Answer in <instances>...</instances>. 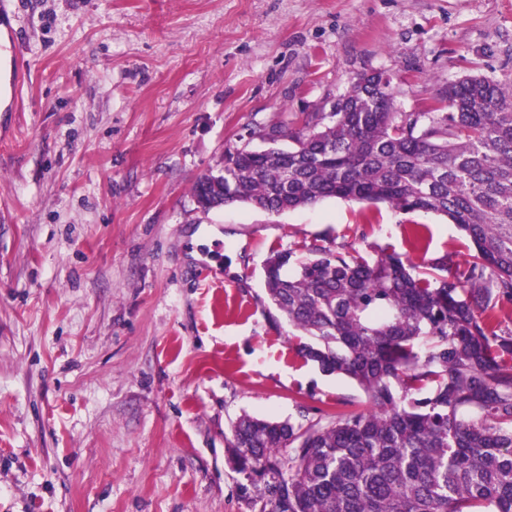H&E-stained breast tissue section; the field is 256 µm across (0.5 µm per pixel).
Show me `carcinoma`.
I'll use <instances>...</instances> for the list:
<instances>
[{
  "label": "carcinoma",
  "instance_id": "cac0c4a2",
  "mask_svg": "<svg viewBox=\"0 0 512 512\" xmlns=\"http://www.w3.org/2000/svg\"><path fill=\"white\" fill-rule=\"evenodd\" d=\"M383 73L356 76L333 111L309 112L292 146L224 156V204L284 213L340 198L445 216L468 259L417 269L323 244L291 276L292 251L265 268L267 300L297 354L353 380L367 411L327 421L244 414L225 457L258 512H512V88L480 75L448 82L446 112H396Z\"/></svg>",
  "mask_w": 512,
  "mask_h": 512
}]
</instances>
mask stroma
<instances>
[{"mask_svg": "<svg viewBox=\"0 0 512 512\" xmlns=\"http://www.w3.org/2000/svg\"><path fill=\"white\" fill-rule=\"evenodd\" d=\"M11 5L28 82L17 111L0 95V512H252L225 462L237 417L368 406L297 356L267 259L461 266L467 246L382 204L203 213L194 184L360 73L389 74L401 112L466 74L512 85V0Z\"/></svg>", "mask_w": 512, "mask_h": 512, "instance_id": "35a3bbf8", "label": "stroma"}]
</instances>
